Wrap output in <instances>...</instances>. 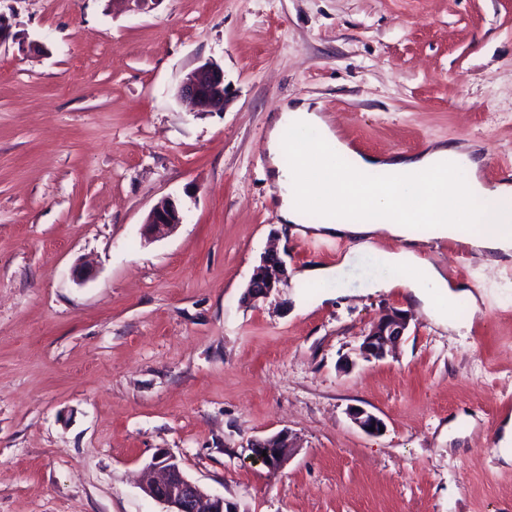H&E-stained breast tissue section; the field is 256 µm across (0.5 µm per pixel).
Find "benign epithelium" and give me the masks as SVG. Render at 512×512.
<instances>
[{
  "mask_svg": "<svg viewBox=\"0 0 512 512\" xmlns=\"http://www.w3.org/2000/svg\"><path fill=\"white\" fill-rule=\"evenodd\" d=\"M179 95L194 109L202 112L224 111L227 87L224 84V69L215 61H206L183 78ZM183 223L179 205L166 197L150 210L144 228L150 238H158L172 232ZM286 264L277 248L272 247L261 259L246 288L245 299L255 302L268 298L286 278ZM409 326L407 313L391 309L361 336L358 355L367 361L383 360L392 355L401 343ZM350 420L362 431L386 427L376 414L360 406L348 409ZM256 460L267 467L278 470L293 457L297 446L291 434L282 430L251 444ZM267 456H262V453ZM145 493L165 505V512H238L236 505L226 498L208 493L199 483L190 479L180 462L171 454L159 452L146 468L143 484Z\"/></svg>",
  "mask_w": 512,
  "mask_h": 512,
  "instance_id": "obj_1",
  "label": "benign epithelium"
}]
</instances>
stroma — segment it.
<instances>
[{
	"label": "stroma",
	"instance_id": "stroma-1",
	"mask_svg": "<svg viewBox=\"0 0 512 512\" xmlns=\"http://www.w3.org/2000/svg\"><path fill=\"white\" fill-rule=\"evenodd\" d=\"M0 512H163L139 476L159 450L239 512H512L496 459L512 399V260L426 255L479 290L445 330L371 251L281 225L272 112L310 102L354 151L471 144L512 181V0H0ZM213 60L223 111L178 95ZM177 199L170 235H143ZM288 278L243 303L270 241ZM354 263L318 301L305 269ZM87 262L89 279L74 267ZM397 356L362 359L385 311ZM352 406L386 423L372 436ZM286 430L278 471L254 440ZM182 222L181 208L173 199L166 197L150 210L144 228L148 237L158 238L172 232ZM408 326L409 319L405 311L390 309L361 336L359 356L367 361L386 359L406 336Z\"/></svg>",
	"mask_w": 512,
	"mask_h": 512
}]
</instances>
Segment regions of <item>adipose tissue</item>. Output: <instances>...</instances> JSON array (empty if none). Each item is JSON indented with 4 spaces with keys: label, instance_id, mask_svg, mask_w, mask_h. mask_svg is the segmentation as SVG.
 <instances>
[{
    "label": "adipose tissue",
    "instance_id": "adipose-tissue-1",
    "mask_svg": "<svg viewBox=\"0 0 512 512\" xmlns=\"http://www.w3.org/2000/svg\"><path fill=\"white\" fill-rule=\"evenodd\" d=\"M267 148L282 223H300L304 210L314 207L323 214L322 234L369 241L383 231L402 240L399 249L375 252L386 274L369 289L405 288L408 300L437 325L459 329L455 303L465 299L475 308L479 299L421 254L410 225L428 224L435 236L454 239L460 226L478 224L482 231L469 237V245L512 255V223L502 210L512 202V184L488 189L478 159L463 145H435L415 155H362L340 140L315 109L300 103L281 107ZM286 155L294 157L292 166L283 165Z\"/></svg>",
    "mask_w": 512,
    "mask_h": 512
}]
</instances>
